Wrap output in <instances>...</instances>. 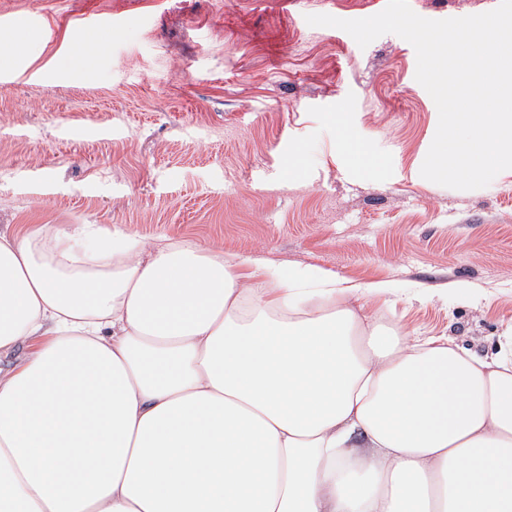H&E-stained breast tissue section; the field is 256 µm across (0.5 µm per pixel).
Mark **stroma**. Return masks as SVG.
I'll list each match as a JSON object with an SVG mask.
<instances>
[{
	"mask_svg": "<svg viewBox=\"0 0 512 512\" xmlns=\"http://www.w3.org/2000/svg\"><path fill=\"white\" fill-rule=\"evenodd\" d=\"M375 0H0L24 22L0 65V230L119 228L390 284L369 313L493 350L512 321V170L424 179L437 108L411 44L360 48L308 14ZM100 21L107 50L60 62Z\"/></svg>",
	"mask_w": 512,
	"mask_h": 512,
	"instance_id": "obj_1",
	"label": "stroma"
}]
</instances>
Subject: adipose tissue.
<instances>
[{
	"label": "adipose tissue",
	"instance_id": "1",
	"mask_svg": "<svg viewBox=\"0 0 512 512\" xmlns=\"http://www.w3.org/2000/svg\"><path fill=\"white\" fill-rule=\"evenodd\" d=\"M193 242L0 232V512H512L495 351Z\"/></svg>",
	"mask_w": 512,
	"mask_h": 512
}]
</instances>
